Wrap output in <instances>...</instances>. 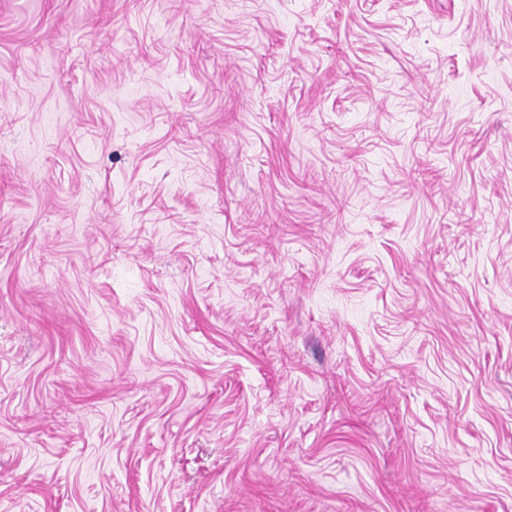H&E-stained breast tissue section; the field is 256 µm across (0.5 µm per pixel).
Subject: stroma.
<instances>
[{
	"label": "stroma",
	"mask_w": 512,
	"mask_h": 512,
	"mask_svg": "<svg viewBox=\"0 0 512 512\" xmlns=\"http://www.w3.org/2000/svg\"><path fill=\"white\" fill-rule=\"evenodd\" d=\"M0 512H512V0H0Z\"/></svg>",
	"instance_id": "35a3bbf8"
}]
</instances>
